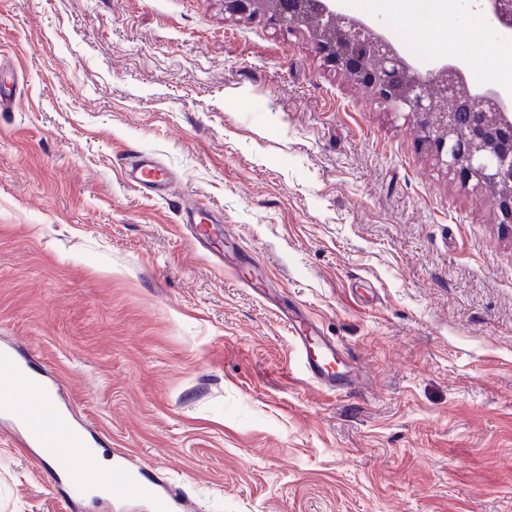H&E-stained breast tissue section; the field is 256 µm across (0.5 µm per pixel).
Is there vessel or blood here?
Masks as SVG:
<instances>
[{
	"instance_id": "obj_1",
	"label": "vessel or blood",
	"mask_w": 512,
	"mask_h": 512,
	"mask_svg": "<svg viewBox=\"0 0 512 512\" xmlns=\"http://www.w3.org/2000/svg\"><path fill=\"white\" fill-rule=\"evenodd\" d=\"M127 181L147 189L156 196H165L174 179L170 171L156 160L144 157L125 167ZM183 224L189 225L195 242L223 260L224 265L240 280L251 278L254 264L249 256L226 251L230 238L226 229L201 205L184 209ZM281 320L291 334L296 349L304 359V377L330 392L350 391L361 387L365 370L350 363L335 339L323 335L318 325L301 315H282ZM31 389L36 403L34 410L6 408L8 419L17 429L21 446L34 449L36 461H52L60 471L70 505L82 506L89 499L125 512L129 506L141 512H195V506L176 484L159 479L146 465L131 454L121 452L112 457V475L100 493H92L86 471L78 454L91 444L83 426L69 408L58 400L55 381L34 376L28 361L15 347H0V391L10 389L17 381Z\"/></svg>"
}]
</instances>
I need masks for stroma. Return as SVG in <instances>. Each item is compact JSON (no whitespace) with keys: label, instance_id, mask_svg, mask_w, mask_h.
I'll return each mask as SVG.
<instances>
[{"label":"stroma","instance_id":"35a3bbf8","mask_svg":"<svg viewBox=\"0 0 512 512\" xmlns=\"http://www.w3.org/2000/svg\"><path fill=\"white\" fill-rule=\"evenodd\" d=\"M419 71L512 62L474 0L412 33ZM432 46L416 55V43ZM0 345L35 355L95 440L198 512H512V232L439 168L418 120L224 0H0ZM150 156L161 199L125 182ZM218 212L276 295L180 223ZM371 376L308 383L278 298ZM0 416V512H71ZM125 179L147 189L160 198L171 190L174 179L170 171L156 160L143 157L131 166L123 167Z\"/></svg>","mask_w":512,"mask_h":512}]
</instances>
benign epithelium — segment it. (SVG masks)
I'll return each mask as SVG.
<instances>
[{"label":"benign epithelium","mask_w":512,"mask_h":512,"mask_svg":"<svg viewBox=\"0 0 512 512\" xmlns=\"http://www.w3.org/2000/svg\"><path fill=\"white\" fill-rule=\"evenodd\" d=\"M336 2L224 0V13L301 35L327 68L384 109L416 115L436 165L491 199L497 223L512 228V94L474 84L455 59L415 71L385 34L341 12ZM480 2L495 26L512 34V0Z\"/></svg>","instance_id":"1"}]
</instances>
